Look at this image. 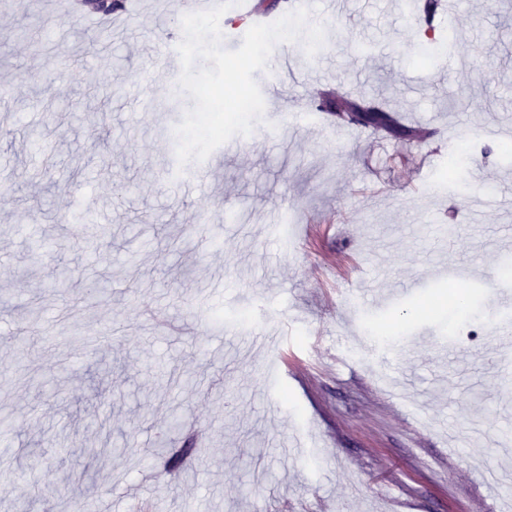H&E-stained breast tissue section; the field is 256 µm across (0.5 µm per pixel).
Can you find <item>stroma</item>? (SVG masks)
Returning <instances> with one entry per match:
<instances>
[{"label":"stroma","mask_w":512,"mask_h":512,"mask_svg":"<svg viewBox=\"0 0 512 512\" xmlns=\"http://www.w3.org/2000/svg\"><path fill=\"white\" fill-rule=\"evenodd\" d=\"M305 6L319 53L283 43L289 72L254 74L306 108L298 127L264 114L219 164L171 174L183 113L160 49L182 0L121 33L0 0V512H512V481L488 477L512 470L490 331L512 162L480 133L512 124V0L431 25L398 0ZM328 90L424 136L322 128ZM245 313L263 339L225 334ZM448 341L464 366L440 361Z\"/></svg>","instance_id":"obj_1"}]
</instances>
